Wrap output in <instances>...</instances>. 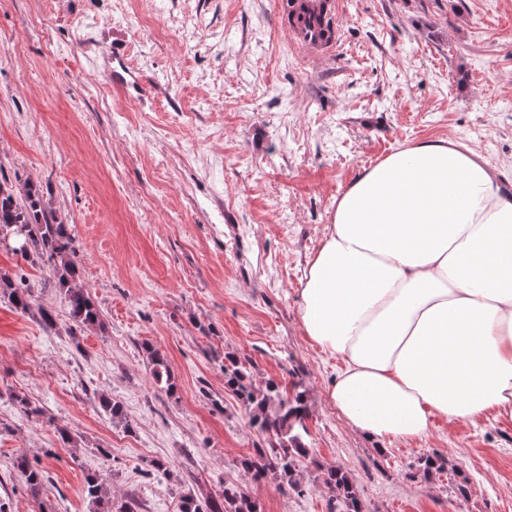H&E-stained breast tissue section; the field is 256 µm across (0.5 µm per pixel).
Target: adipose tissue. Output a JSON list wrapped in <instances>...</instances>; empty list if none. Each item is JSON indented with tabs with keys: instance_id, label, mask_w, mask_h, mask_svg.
Here are the masks:
<instances>
[{
	"instance_id": "adipose-tissue-1",
	"label": "adipose tissue",
	"mask_w": 512,
	"mask_h": 512,
	"mask_svg": "<svg viewBox=\"0 0 512 512\" xmlns=\"http://www.w3.org/2000/svg\"><path fill=\"white\" fill-rule=\"evenodd\" d=\"M300 312L344 361L329 397L357 432L512 416V182L447 138L365 169L336 199Z\"/></svg>"
}]
</instances>
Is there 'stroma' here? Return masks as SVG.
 Returning <instances> with one entry per match:
<instances>
[{"mask_svg":"<svg viewBox=\"0 0 512 512\" xmlns=\"http://www.w3.org/2000/svg\"><path fill=\"white\" fill-rule=\"evenodd\" d=\"M284 4L0 0V179L35 181L68 224L104 321L78 327L49 266L0 247V267L24 273L57 321L49 331L0 302L6 512H90V473L138 512H181L188 492L231 483L260 512H328L329 467L352 474L363 512H512V417L438 419L411 440L358 433L328 395L341 362L300 317L308 263L363 168L450 138L512 177V0H340L327 52L297 44ZM115 51L146 96L111 82ZM150 346L176 398L155 384ZM228 353L255 383L305 393L304 496L240 467L261 438L224 385ZM427 456L444 471L424 474ZM21 459L46 471L39 491Z\"/></svg>","mask_w":512,"mask_h":512,"instance_id":"stroma-1","label":"stroma"}]
</instances>
